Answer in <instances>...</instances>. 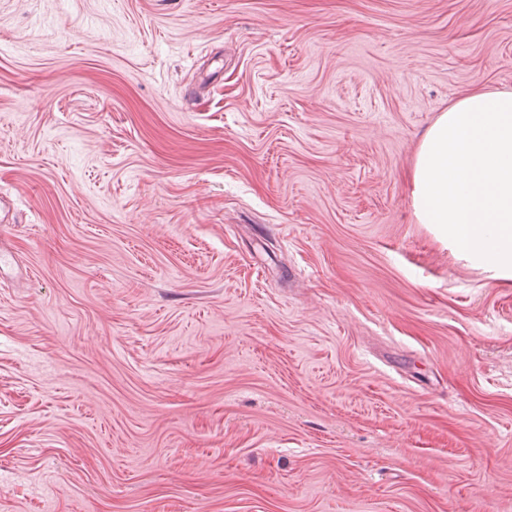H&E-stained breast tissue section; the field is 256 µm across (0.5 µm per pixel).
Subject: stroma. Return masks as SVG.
Wrapping results in <instances>:
<instances>
[{"mask_svg":"<svg viewBox=\"0 0 512 512\" xmlns=\"http://www.w3.org/2000/svg\"><path fill=\"white\" fill-rule=\"evenodd\" d=\"M512 0H0V512H512V279L409 195Z\"/></svg>","mask_w":512,"mask_h":512,"instance_id":"stroma-1","label":"stroma"}]
</instances>
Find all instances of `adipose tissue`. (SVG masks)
<instances>
[{
	"mask_svg": "<svg viewBox=\"0 0 512 512\" xmlns=\"http://www.w3.org/2000/svg\"><path fill=\"white\" fill-rule=\"evenodd\" d=\"M412 206L454 247L512 276V90H475L432 122L417 152Z\"/></svg>",
	"mask_w": 512,
	"mask_h": 512,
	"instance_id": "ef3b65f1",
	"label": "adipose tissue"
}]
</instances>
